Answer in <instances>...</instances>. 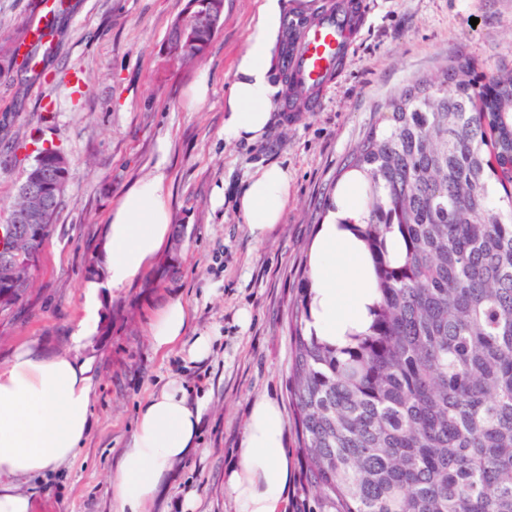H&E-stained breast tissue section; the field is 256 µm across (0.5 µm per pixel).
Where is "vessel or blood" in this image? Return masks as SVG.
Segmentation results:
<instances>
[{"label":"vessel or blood","instance_id":"b4317fda","mask_svg":"<svg viewBox=\"0 0 512 512\" xmlns=\"http://www.w3.org/2000/svg\"><path fill=\"white\" fill-rule=\"evenodd\" d=\"M367 18L366 0H310L287 22L284 67L289 97L284 111L319 107L351 58Z\"/></svg>","mask_w":512,"mask_h":512}]
</instances>
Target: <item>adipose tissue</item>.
<instances>
[{
    "mask_svg": "<svg viewBox=\"0 0 512 512\" xmlns=\"http://www.w3.org/2000/svg\"><path fill=\"white\" fill-rule=\"evenodd\" d=\"M283 9L282 0H262L258 9L248 46L235 65L225 140L255 142L271 125L277 88L270 73ZM363 183L361 173H350L311 248L307 330L339 348L348 345L350 333L366 330L368 308L378 297L370 255L355 228ZM288 195L286 168L266 165L250 176L237 208L255 240H263L280 222ZM169 225L163 176L139 180L113 209L106 227L105 275L113 289L124 288L151 265ZM188 321L186 303L170 298L152 324L153 349L183 347L191 359H206L211 341L205 335L188 337ZM93 387L88 360L47 352L34 341L20 344L0 365V512H35L32 498L20 489L22 480L76 457L90 429ZM202 413L201 403L191 402L174 380L146 397L111 483L116 512H150L175 464L196 451ZM286 442L279 402L266 395L254 398L236 447L237 462L224 474V489L236 512H284L291 480Z\"/></svg>",
    "mask_w": 512,
    "mask_h": 512,
    "instance_id": "ef3b65f1",
    "label": "adipose tissue"
}]
</instances>
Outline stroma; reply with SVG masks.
<instances>
[{
    "mask_svg": "<svg viewBox=\"0 0 512 512\" xmlns=\"http://www.w3.org/2000/svg\"><path fill=\"white\" fill-rule=\"evenodd\" d=\"M74 9L41 57L47 79H0V136L52 140L69 160L64 204L23 300L0 310V363L20 343L74 351L93 361L92 427L76 458L28 479L36 512H115L110 478L128 447L137 410L153 391L181 382L204 412L198 450L176 466L153 512H235L224 491L251 400L275 398L292 461L288 512H336L305 479L289 393L292 316L310 281L311 245L337 194L336 176L401 89L437 78L450 60L475 61L485 81L512 68V0H369L358 46L315 112L275 110L258 143L224 138V107L236 57L248 46L260 0H224V21L205 60L169 67L161 49L188 0H71ZM44 18L42 0H0V44ZM206 78L203 101L187 88ZM288 170V204L264 241L249 234L235 197L260 166ZM164 175L172 225L184 228L129 286L104 282L100 247L112 209L138 179ZM225 202L214 205V188ZM101 283L102 320L75 347L73 318L88 281ZM189 311L188 333L212 339L195 361L157 353L150 333L169 296ZM249 309V323L238 319Z\"/></svg>",
    "mask_w": 512,
    "mask_h": 512,
    "instance_id": "obj_1",
    "label": "stroma"
}]
</instances>
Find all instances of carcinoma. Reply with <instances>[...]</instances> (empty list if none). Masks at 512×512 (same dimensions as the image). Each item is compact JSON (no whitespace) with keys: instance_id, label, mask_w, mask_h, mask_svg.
Returning <instances> with one entry per match:
<instances>
[{"instance_id":"cac0c4a2","label":"carcinoma","mask_w":512,"mask_h":512,"mask_svg":"<svg viewBox=\"0 0 512 512\" xmlns=\"http://www.w3.org/2000/svg\"><path fill=\"white\" fill-rule=\"evenodd\" d=\"M224 0H189L167 35L178 62H200L209 18ZM47 32L21 28L0 54L19 70ZM458 57L439 84L402 89L344 172L365 175L358 231L379 300L368 331L337 348L303 335L295 312L290 395L306 479L337 512H512V193L507 207L486 180L509 181L512 70H490L492 90ZM59 176L47 224H22L41 251L61 208ZM397 234L392 257L388 238Z\"/></svg>"}]
</instances>
